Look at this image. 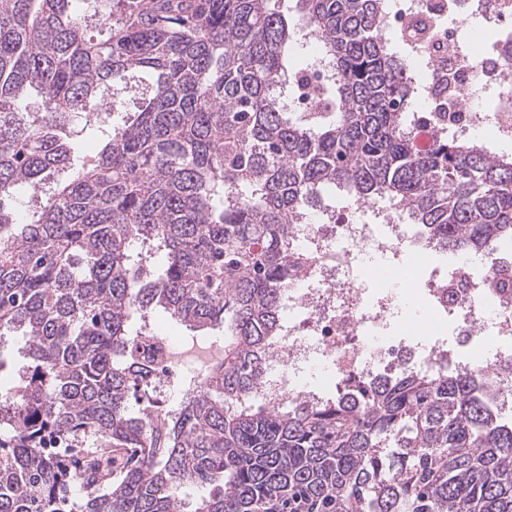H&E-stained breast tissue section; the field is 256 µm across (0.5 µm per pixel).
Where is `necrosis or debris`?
<instances>
[{
	"label": "necrosis or debris",
	"instance_id": "1",
	"mask_svg": "<svg viewBox=\"0 0 512 512\" xmlns=\"http://www.w3.org/2000/svg\"><path fill=\"white\" fill-rule=\"evenodd\" d=\"M509 20L512 0L493 8L487 0H388L385 13L411 87H422L420 64L435 86L453 72L443 114L449 130L492 148L512 141V43H498L490 59L473 53L470 34L502 29ZM355 210L367 221L319 208L294 226L293 243L307 261L288 285L257 400L270 408L323 400L327 383L341 390L404 363L495 371L512 361L511 246L498 249L493 274L462 258L440 277L429 273L427 249L391 210L368 201L356 202ZM461 336L479 344V353L460 350ZM146 344L162 349L150 392L160 419L177 388H202L210 365L201 362L188 376L173 337L154 333Z\"/></svg>",
	"mask_w": 512,
	"mask_h": 512
}]
</instances>
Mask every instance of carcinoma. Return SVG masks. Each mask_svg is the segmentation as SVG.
<instances>
[{"label":"carcinoma","mask_w":512,"mask_h":512,"mask_svg":"<svg viewBox=\"0 0 512 512\" xmlns=\"http://www.w3.org/2000/svg\"><path fill=\"white\" fill-rule=\"evenodd\" d=\"M270 2L0 0V345L26 339L0 384V512H512L495 374L251 398L304 263L291 225L323 193L387 202L440 252L512 243V158L445 129L417 147L379 0H296L329 65L308 117L283 93L299 31ZM76 119L102 140L77 171ZM157 308L226 339L163 421L137 354Z\"/></svg>","instance_id":"obj_1"}]
</instances>
